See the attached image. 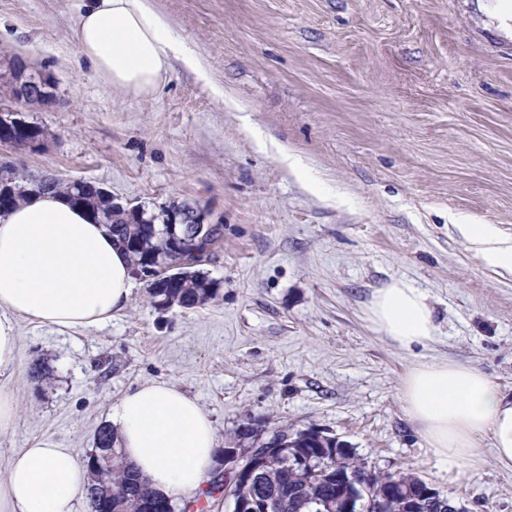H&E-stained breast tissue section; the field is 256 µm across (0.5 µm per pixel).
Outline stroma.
<instances>
[{
    "mask_svg": "<svg viewBox=\"0 0 512 512\" xmlns=\"http://www.w3.org/2000/svg\"><path fill=\"white\" fill-rule=\"evenodd\" d=\"M80 4L0 0V95L20 69L50 76L54 94L17 103L43 136L0 146V162L103 184L150 213L202 210L224 227L202 267L218 293L161 308L140 280L99 328L17 318L0 478L45 438L88 456L113 405L166 382L210 414L218 448L244 422L313 427L467 512H512L491 435L478 465L448 467L402 395L412 366L447 359L512 395V271L458 231L512 234V34L492 0H151L201 67L173 60L148 96L79 57ZM394 280L426 297L431 340L404 348L369 321Z\"/></svg>",
    "mask_w": 512,
    "mask_h": 512,
    "instance_id": "obj_1",
    "label": "stroma"
}]
</instances>
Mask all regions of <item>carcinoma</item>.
I'll return each instance as SVG.
<instances>
[{"label":"carcinoma","mask_w":512,"mask_h":512,"mask_svg":"<svg viewBox=\"0 0 512 512\" xmlns=\"http://www.w3.org/2000/svg\"><path fill=\"white\" fill-rule=\"evenodd\" d=\"M0 190L4 191L5 208L9 209L35 193L58 192L72 202L86 205L103 224L112 227L126 250L133 271L157 264L163 244L153 214L148 222H133L127 211L106 209L94 201L93 189L82 181L56 179L48 184L31 182L15 167L0 165ZM217 289L203 272L185 268V274L167 282L164 288L150 289L153 299H166L184 308L202 306L216 296ZM237 440L261 446L262 463L253 481L235 487V493L247 494L267 505L269 512H343L351 501L350 512H447L441 498L425 491V481L413 473L376 471L366 468L350 448L314 432L313 428L296 429L282 425L266 440H258L260 431L251 423L239 425ZM96 456L86 458L88 470L94 460L112 455V473L103 480L89 477L84 493L89 501H101L109 512H140L145 503L155 512H173L166 499L139 481L114 448L112 431L101 425L94 437ZM330 459L321 469L320 459Z\"/></svg>","instance_id":"1"}]
</instances>
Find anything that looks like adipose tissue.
Segmentation results:
<instances>
[{
	"label": "adipose tissue",
	"mask_w": 512,
	"mask_h": 512,
	"mask_svg": "<svg viewBox=\"0 0 512 512\" xmlns=\"http://www.w3.org/2000/svg\"><path fill=\"white\" fill-rule=\"evenodd\" d=\"M74 37L78 54L112 87L150 95L172 73L181 54L166 21L149 0H83ZM459 232L486 264L512 269V236L491 224H462ZM135 286L131 262L106 225L62 193L29 196L0 213V377L14 365L22 315L59 329L94 328L111 320ZM368 317L403 347L435 336L425 296L404 282L378 289ZM406 413L449 467L476 463L479 439L491 434L493 454L512 470V398L480 370L452 361L421 362L407 373ZM109 422L123 460L148 487L170 501L208 485L216 432L191 397L166 383L143 385L115 404ZM86 467L77 453L42 440L16 453L0 481V512H73Z\"/></svg>",
	"instance_id": "adipose-tissue-1"
}]
</instances>
